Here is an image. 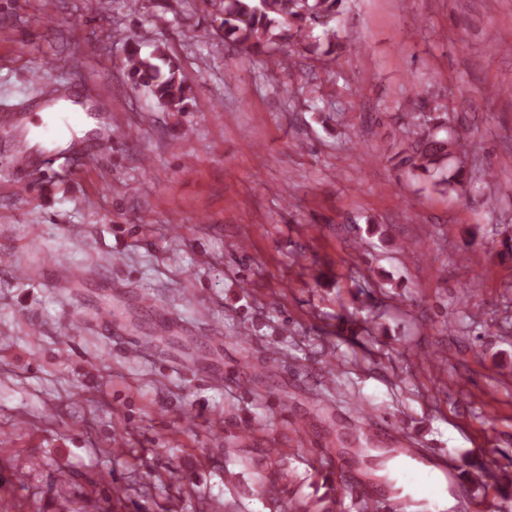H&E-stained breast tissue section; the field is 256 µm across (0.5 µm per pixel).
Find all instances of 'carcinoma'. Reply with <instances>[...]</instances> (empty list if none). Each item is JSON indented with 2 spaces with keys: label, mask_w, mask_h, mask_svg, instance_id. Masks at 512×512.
Segmentation results:
<instances>
[{
  "label": "carcinoma",
  "mask_w": 512,
  "mask_h": 512,
  "mask_svg": "<svg viewBox=\"0 0 512 512\" xmlns=\"http://www.w3.org/2000/svg\"><path fill=\"white\" fill-rule=\"evenodd\" d=\"M345 0H203L224 44L249 57H264L277 67L291 68L298 57L315 55L334 60L344 50L341 16ZM322 35L314 36L315 29ZM127 69L133 86L145 90L170 111L182 112L189 89L176 65L161 52L141 55L130 47ZM414 131L400 152L399 165L424 178L431 188L448 194L472 179L460 157L466 155L463 136L448 119V106L438 97L412 102Z\"/></svg>",
  "instance_id": "cac0c4a2"
}]
</instances>
